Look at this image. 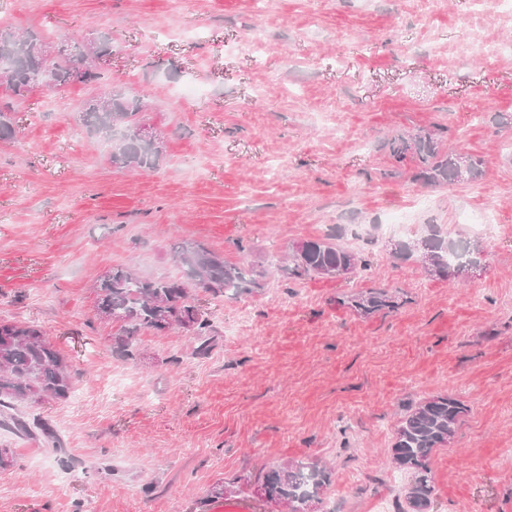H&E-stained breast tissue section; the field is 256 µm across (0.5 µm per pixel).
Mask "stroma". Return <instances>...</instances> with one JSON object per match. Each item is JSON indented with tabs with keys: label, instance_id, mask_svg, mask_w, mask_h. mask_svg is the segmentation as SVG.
<instances>
[{
	"label": "stroma",
	"instance_id": "1",
	"mask_svg": "<svg viewBox=\"0 0 512 512\" xmlns=\"http://www.w3.org/2000/svg\"><path fill=\"white\" fill-rule=\"evenodd\" d=\"M465 0H0V20L112 37L105 78L146 96L162 132L148 175L116 170L74 119L94 87L36 91L0 142V319L39 325L66 358L64 400L19 406L57 448L0 426V512H288L257 498L272 466L315 459L332 483L315 512L403 502L390 449L408 406L451 394L467 412L430 460V512H512V19ZM186 82L203 97L176 100ZM429 132L483 157L473 182L414 181L390 140ZM411 206L404 233L382 229ZM490 209L507 230L476 235ZM477 244L455 278L419 257L429 225ZM336 233L368 270L288 279L293 243ZM184 239L241 263L259 287L198 299L212 348L180 328L116 349L92 286L113 267L181 275ZM384 288L399 307L363 317L344 293ZM241 478L215 498L216 483Z\"/></svg>",
	"mask_w": 512,
	"mask_h": 512
}]
</instances>
